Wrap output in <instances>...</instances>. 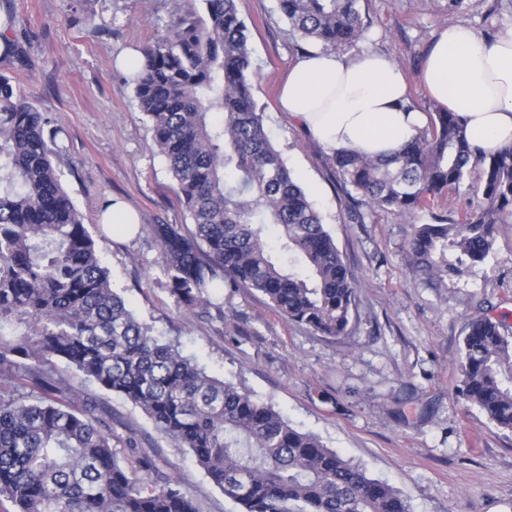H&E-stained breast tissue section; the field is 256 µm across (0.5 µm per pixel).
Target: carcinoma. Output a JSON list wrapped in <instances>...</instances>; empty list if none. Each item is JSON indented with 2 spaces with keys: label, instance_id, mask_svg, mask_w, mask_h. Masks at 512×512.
<instances>
[{
  "label": "carcinoma",
  "instance_id": "carcinoma-1",
  "mask_svg": "<svg viewBox=\"0 0 512 512\" xmlns=\"http://www.w3.org/2000/svg\"><path fill=\"white\" fill-rule=\"evenodd\" d=\"M298 50L365 38L360 0H278ZM512 0H491L502 28ZM165 38L131 77L191 225L152 224L165 285L189 312L226 288L265 296L290 322L343 336L356 286L305 189L271 143L252 94L236 0H175ZM400 152L328 157L344 187L398 218L431 211L476 170L481 196L450 221L413 225L411 270L442 282L484 262L512 223V144L486 153L438 103ZM60 130L0 72V496L15 512H198L177 480L148 485L112 450L96 400L57 368L140 408L244 512H410L385 482L250 393L207 373L126 305L53 159ZM459 252L448 262V249ZM456 390L512 431V328L470 317Z\"/></svg>",
  "mask_w": 512,
  "mask_h": 512
}]
</instances>
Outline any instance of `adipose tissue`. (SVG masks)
<instances>
[{"label": "adipose tissue", "mask_w": 512, "mask_h": 512, "mask_svg": "<svg viewBox=\"0 0 512 512\" xmlns=\"http://www.w3.org/2000/svg\"><path fill=\"white\" fill-rule=\"evenodd\" d=\"M422 79L435 100L465 120L474 145L492 152L512 143V35L489 41L467 25H449L437 34ZM279 105L327 151L350 147L378 159L393 156L426 122L409 105L400 68L376 52L299 58Z\"/></svg>", "instance_id": "obj_1"}]
</instances>
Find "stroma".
Returning <instances> with one entry per match:
<instances>
[{
	"label": "stroma",
	"mask_w": 512,
	"mask_h": 512,
	"mask_svg": "<svg viewBox=\"0 0 512 512\" xmlns=\"http://www.w3.org/2000/svg\"><path fill=\"white\" fill-rule=\"evenodd\" d=\"M172 0H0L15 17V51L0 72L64 131L56 160L62 181L97 241L103 265L131 310L155 330L179 337L185 355L216 377L273 405L292 426L360 464L406 499L410 512H512V431L492 424L454 391L466 317L484 305L512 326V224L498 227L482 264L434 287L407 262L411 227L432 214L456 219L473 199L477 176L449 190L434 212L397 218L365 209L352 220L348 198L318 145L277 105L299 58L277 0H237L249 30L254 101L266 130L307 189L356 285L347 334L322 336L289 323L261 294L224 293L222 310L184 315L165 286L159 252L145 227L188 217L159 154L127 72L116 57L167 34ZM485 6L457 13L435 0H361L369 27L356 57L375 51L394 62L410 97L430 100L419 80L437 32L459 23L481 29ZM118 200L143 227L133 238L104 232L100 206ZM112 414V449L130 470L139 457L182 482L199 512H242L193 456L165 438L122 397L84 383Z\"/></svg>",
	"instance_id": "1"
}]
</instances>
